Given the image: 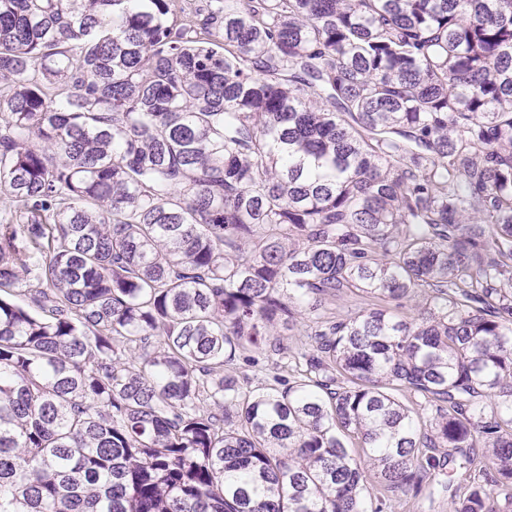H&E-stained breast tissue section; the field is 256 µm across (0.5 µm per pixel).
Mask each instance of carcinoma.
Here are the masks:
<instances>
[{
  "mask_svg": "<svg viewBox=\"0 0 512 512\" xmlns=\"http://www.w3.org/2000/svg\"><path fill=\"white\" fill-rule=\"evenodd\" d=\"M0 203V512H512V0H0Z\"/></svg>",
  "mask_w": 512,
  "mask_h": 512,
  "instance_id": "cac0c4a2",
  "label": "carcinoma"
}]
</instances>
